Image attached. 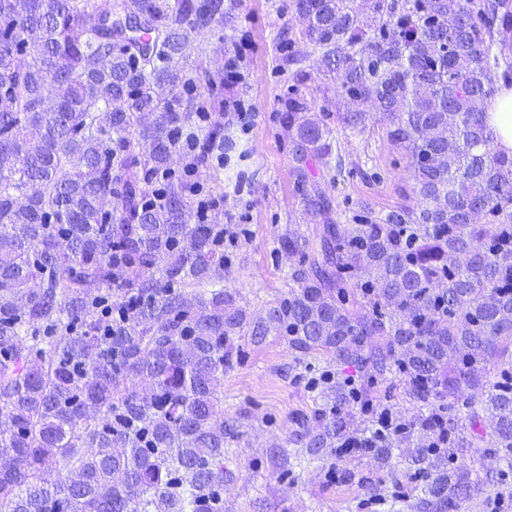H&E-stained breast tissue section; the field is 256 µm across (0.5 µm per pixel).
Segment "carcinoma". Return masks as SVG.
Returning a JSON list of instances; mask_svg holds the SVG:
<instances>
[{
  "label": "carcinoma",
  "instance_id": "obj_1",
  "mask_svg": "<svg viewBox=\"0 0 512 512\" xmlns=\"http://www.w3.org/2000/svg\"><path fill=\"white\" fill-rule=\"evenodd\" d=\"M235 0H0V512H224V367L244 328L373 376L395 369L411 400L463 386L470 430L448 417L405 443L432 512L473 480L479 441L512 461V154L483 105L512 86V0H292L300 38L368 102L406 158L414 206L363 202L342 229L330 112H314L293 53L282 99L296 193L321 224L288 293L253 319L224 289V225L189 224L187 178L224 165V70L182 64L187 29ZM153 119L142 123L146 114ZM359 133L367 113H336ZM121 203L112 207V199ZM311 457L346 425L319 407Z\"/></svg>",
  "mask_w": 512,
  "mask_h": 512
}]
</instances>
